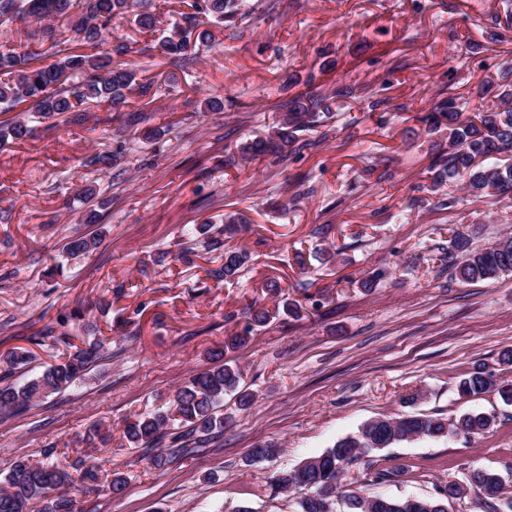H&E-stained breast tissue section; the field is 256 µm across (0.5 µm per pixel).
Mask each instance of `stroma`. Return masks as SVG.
I'll use <instances>...</instances> for the list:
<instances>
[{
  "instance_id": "obj_1",
  "label": "stroma",
  "mask_w": 512,
  "mask_h": 512,
  "mask_svg": "<svg viewBox=\"0 0 512 512\" xmlns=\"http://www.w3.org/2000/svg\"><path fill=\"white\" fill-rule=\"evenodd\" d=\"M254 2L245 21L213 27L184 70L155 49L154 34L115 19L117 34L133 42L128 68L157 88L148 124L121 126L101 106L85 124L41 126L0 149V351L75 308L112 346L78 386L0 420V477L19 457L41 461L52 445L102 478L126 477L119 497L87 487L80 512H296L295 497L274 494L272 478L366 422L484 412L497 416L485 434L372 452L379 466L407 470L374 491L430 496L481 469L512 488V404L494 391L457 392L459 376L498 368L512 350V273L464 284L441 261L453 230L473 231L479 246L512 235V199L464 196L442 206L448 187L428 189L430 139L406 135L437 94L467 93L512 67V30L496 40L489 21L506 0ZM347 85L369 86L385 106L343 101L313 131L318 147L299 160L233 162L237 145L264 133L289 96ZM207 97L223 110L199 113ZM150 126L167 132L145 141ZM119 140L126 151L109 174L81 167ZM86 179L99 181L105 200L103 240L91 256L70 260L65 240L94 228L81 221L77 187ZM286 201L288 213L273 210ZM235 213L248 220L236 239L250 254L239 279H209L216 255L201 247L190 262L177 259L182 225ZM376 269L385 273L377 286L358 288ZM272 280L302 310L254 331L233 353L254 395L250 408L225 397L223 436L161 471L134 465L139 451L122 438L124 420L197 374L206 350L246 324L250 305L272 306ZM137 310L132 329H117V318ZM96 426L111 428L112 438L87 447ZM269 443L278 456L251 460Z\"/></svg>"
}]
</instances>
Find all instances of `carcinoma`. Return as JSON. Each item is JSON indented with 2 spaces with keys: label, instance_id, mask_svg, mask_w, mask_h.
Returning <instances> with one entry per match:
<instances>
[{
  "label": "carcinoma",
  "instance_id": "cac0c4a2",
  "mask_svg": "<svg viewBox=\"0 0 512 512\" xmlns=\"http://www.w3.org/2000/svg\"><path fill=\"white\" fill-rule=\"evenodd\" d=\"M148 0H0V27L18 22L36 23L27 38L13 45L0 46V115L14 116L0 121V149L33 133L31 123L62 120L81 124L95 107L107 104L118 112L135 95L152 103L153 82L137 78L119 58L131 52L124 39L109 41L112 22L116 18L133 17L143 31L156 32L157 18L148 11ZM192 12L170 22L161 30L156 48L166 57L189 61L198 57L200 49L212 39L205 24L235 23L250 16L247 0H195ZM67 21L71 32L59 37L56 20ZM49 43L41 50L37 43ZM53 62L43 63L46 56ZM498 93L484 102V86L477 87L478 102L471 98L448 95L435 101L428 112L416 117L421 130L436 135V151L430 166L431 188L437 191L443 182L460 184L466 195L479 199L489 196L512 197V67L496 74ZM364 93L357 86H345L330 92L300 93L292 96L271 128L238 145V154L253 162L271 157L283 162L299 157L314 145L304 134L333 117L341 100L356 99ZM27 104L26 110L18 107ZM121 149L95 151L86 156L82 166L104 173L120 159ZM246 217L237 213L224 217V223L210 219L185 230L193 245L222 253L221 263L208 270L217 283L235 280L248 262V252L232 244ZM101 243V233L78 235L65 244L72 260L94 253ZM443 260L462 283L494 280L512 273V237L476 247L470 234L454 230L448 240ZM296 313L297 305L283 302L269 309L252 308L244 328L224 337V341L206 352L209 366L179 387L161 405L128 417L123 424V437L133 448L141 450L139 461L146 467L161 470L173 460L188 456L200 444L224 431V395L236 398L242 410L249 408L253 393L242 386V373L237 364L224 360L229 352L245 347L256 327H263L280 316V312ZM74 320L91 335L80 344L64 326ZM97 324L75 309L60 318L59 327L47 326L31 341L39 347L63 350L53 361L41 365L32 378L23 382L16 378L33 370L36 354L14 347L0 352V415L9 416L26 410L31 403L61 393L84 379L97 363L112 357L110 343L96 335ZM496 390L503 400L512 403V380L484 367H476L460 378L457 391L463 397L478 396ZM495 416L466 414L457 422L428 414H404L383 417L363 425L359 432L338 440L322 454L309 458L298 468L282 471L272 480L277 494H299L298 512H448V501L474 495L487 507L502 498L505 487L499 474L477 470L464 482L448 481L436 488V494L423 497L388 498L370 493V487L402 474L398 468H380L367 464L363 485L356 491L344 492L340 477L345 466L362 459L372 451L420 438L444 436L450 432L482 435L494 425ZM54 458L49 463L18 459L0 481V512H28V507L42 504L39 512H77L76 495L82 485L92 483L99 490L119 497L126 479L114 476L99 482L98 473L74 461L56 455V449H44Z\"/></svg>",
  "mask_w": 512,
  "mask_h": 512
}]
</instances>
